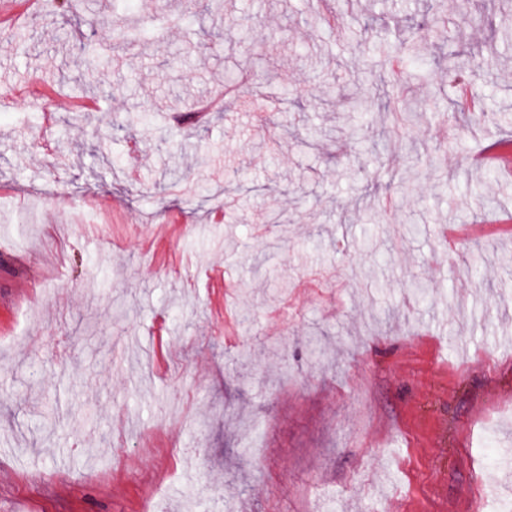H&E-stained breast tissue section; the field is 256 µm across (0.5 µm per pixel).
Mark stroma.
Returning a JSON list of instances; mask_svg holds the SVG:
<instances>
[{"mask_svg":"<svg viewBox=\"0 0 512 512\" xmlns=\"http://www.w3.org/2000/svg\"><path fill=\"white\" fill-rule=\"evenodd\" d=\"M13 2L0 512H512V173L470 165L512 141V0H127L120 47L112 0ZM416 41L424 78L374 52ZM395 82L407 128L349 119Z\"/></svg>","mask_w":512,"mask_h":512,"instance_id":"obj_1","label":"stroma"}]
</instances>
